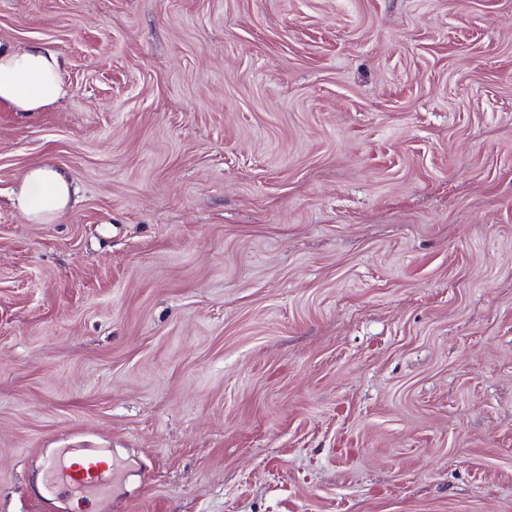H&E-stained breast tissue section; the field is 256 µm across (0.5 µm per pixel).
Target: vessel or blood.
Listing matches in <instances>:
<instances>
[{
    "label": "vessel or blood",
    "instance_id": "1",
    "mask_svg": "<svg viewBox=\"0 0 512 512\" xmlns=\"http://www.w3.org/2000/svg\"><path fill=\"white\" fill-rule=\"evenodd\" d=\"M46 471L61 498L78 491L100 501H107L115 478L112 462L98 455L55 456L47 460Z\"/></svg>",
    "mask_w": 512,
    "mask_h": 512
}]
</instances>
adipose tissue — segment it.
Returning a JSON list of instances; mask_svg holds the SVG:
<instances>
[{
	"label": "adipose tissue",
	"mask_w": 512,
	"mask_h": 512,
	"mask_svg": "<svg viewBox=\"0 0 512 512\" xmlns=\"http://www.w3.org/2000/svg\"><path fill=\"white\" fill-rule=\"evenodd\" d=\"M58 53L38 43L20 47L0 40V102L16 112H41L66 97ZM75 189L69 176L49 164L26 169L13 202L34 224L60 221L68 212Z\"/></svg>",
	"instance_id": "adipose-tissue-1"
}]
</instances>
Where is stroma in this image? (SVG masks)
Listing matches in <instances>:
<instances>
[{
    "label": "stroma",
    "mask_w": 512,
    "mask_h": 512,
    "mask_svg": "<svg viewBox=\"0 0 512 512\" xmlns=\"http://www.w3.org/2000/svg\"><path fill=\"white\" fill-rule=\"evenodd\" d=\"M0 512H512V0H0ZM52 162L78 201L13 204ZM60 55L36 42L0 40V102L15 112H42L66 97ZM69 176L49 164L26 169L20 176L13 202L22 216L34 224L59 222L74 202ZM45 469L57 493L55 495L60 499L79 491L86 497L100 499L98 504H102L111 495L115 467L101 456H55L46 461Z\"/></svg>",
    "instance_id": "1"
}]
</instances>
